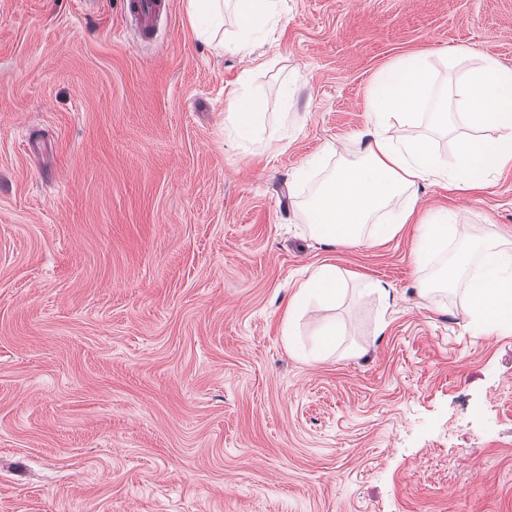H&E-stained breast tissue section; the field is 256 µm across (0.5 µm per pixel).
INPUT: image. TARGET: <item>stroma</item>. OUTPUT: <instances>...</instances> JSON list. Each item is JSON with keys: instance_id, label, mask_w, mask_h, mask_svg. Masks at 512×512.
Here are the masks:
<instances>
[{"instance_id": "stroma-1", "label": "stroma", "mask_w": 512, "mask_h": 512, "mask_svg": "<svg viewBox=\"0 0 512 512\" xmlns=\"http://www.w3.org/2000/svg\"><path fill=\"white\" fill-rule=\"evenodd\" d=\"M124 2L0 0V512H512V335L458 292L424 306L419 225L310 238L301 204L339 158L293 180L356 147L400 58L512 69V0H284L236 53L187 0L141 42ZM243 90L254 143L225 121ZM419 196L512 242V170ZM321 263L345 296L289 351L291 285Z\"/></svg>"}]
</instances>
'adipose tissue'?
Segmentation results:
<instances>
[{"label": "adipose tissue", "instance_id": "ef3b65f1", "mask_svg": "<svg viewBox=\"0 0 512 512\" xmlns=\"http://www.w3.org/2000/svg\"><path fill=\"white\" fill-rule=\"evenodd\" d=\"M282 0H188L191 27L197 38L222 52H237L246 36L274 18ZM232 9L239 36L219 38L225 9ZM454 77L450 110L433 117L447 122L449 115L472 128L459 137L454 161L436 156L425 138H393L394 125L414 126L435 86V66L427 55L407 56L381 70L370 94L373 125L360 137L357 149L339 154L327 143L324 155H342V166L317 188L305 207L309 232L331 245L359 246L384 242L404 225L414 223L419 207V183L442 180L449 188L478 190L491 171L512 166V69L487 56L466 62L464 55L440 56ZM258 99L235 96L226 120L246 140L261 139L264 128ZM418 267L441 260L437 274L421 280L419 294L426 305L440 307L449 290L462 286L463 301L472 322L484 332L512 334V251L472 235L457 211L449 209L426 219L413 250ZM343 291V279L334 265L321 264L295 284L282 336L292 344L300 321L311 303L330 305Z\"/></svg>", "mask_w": 512, "mask_h": 512}]
</instances>
